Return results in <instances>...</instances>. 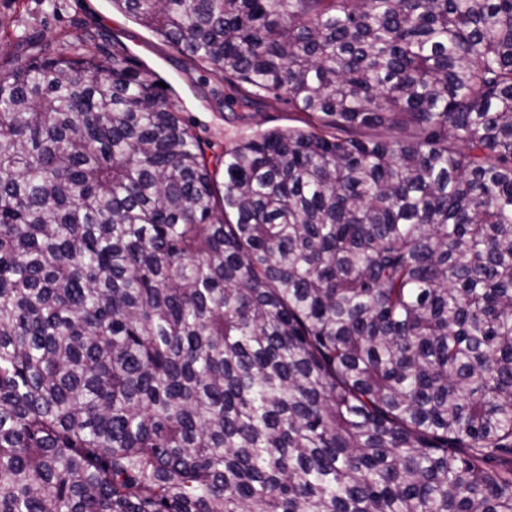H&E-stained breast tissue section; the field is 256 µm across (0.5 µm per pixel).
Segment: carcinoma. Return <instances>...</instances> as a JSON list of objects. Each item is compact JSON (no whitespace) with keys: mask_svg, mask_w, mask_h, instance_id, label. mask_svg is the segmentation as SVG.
Returning <instances> with one entry per match:
<instances>
[{"mask_svg":"<svg viewBox=\"0 0 512 512\" xmlns=\"http://www.w3.org/2000/svg\"><path fill=\"white\" fill-rule=\"evenodd\" d=\"M111 2L307 127L15 36L0 512H512V0Z\"/></svg>","mask_w":512,"mask_h":512,"instance_id":"cac0c4a2","label":"carcinoma"}]
</instances>
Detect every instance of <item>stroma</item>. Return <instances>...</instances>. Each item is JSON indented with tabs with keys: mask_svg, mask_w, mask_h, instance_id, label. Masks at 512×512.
I'll use <instances>...</instances> for the list:
<instances>
[{
	"mask_svg": "<svg viewBox=\"0 0 512 512\" xmlns=\"http://www.w3.org/2000/svg\"><path fill=\"white\" fill-rule=\"evenodd\" d=\"M1 28L37 36L41 47L49 51L56 50L60 40L81 39L86 30L102 32L163 80L169 97L194 132L218 151L272 129L305 125V114L281 101L260 106L248 118H236L211 95L215 89L231 95L230 86L197 68L161 37L117 11L110 0H0Z\"/></svg>",
	"mask_w": 512,
	"mask_h": 512,
	"instance_id": "stroma-1",
	"label": "stroma"
}]
</instances>
